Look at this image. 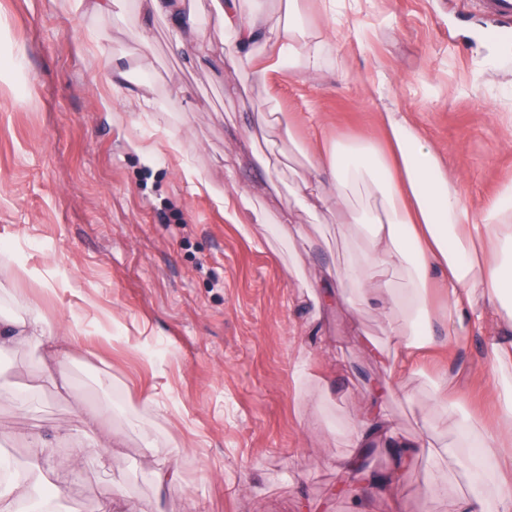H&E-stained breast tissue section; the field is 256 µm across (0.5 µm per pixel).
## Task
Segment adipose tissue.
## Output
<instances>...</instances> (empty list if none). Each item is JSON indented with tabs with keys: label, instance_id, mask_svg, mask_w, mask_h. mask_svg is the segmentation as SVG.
Listing matches in <instances>:
<instances>
[{
	"label": "adipose tissue",
	"instance_id": "obj_1",
	"mask_svg": "<svg viewBox=\"0 0 512 512\" xmlns=\"http://www.w3.org/2000/svg\"><path fill=\"white\" fill-rule=\"evenodd\" d=\"M265 2H209L227 38L222 76L228 91L238 90L248 78L265 82L272 70L318 78L324 55L335 52L356 30L349 12L341 8L331 27L315 28L305 22L300 0H278V14L273 19L266 13ZM134 4L147 15L134 39L133 51L139 57H148L154 49L150 17L168 18L178 28L198 26L196 15L186 10L185 0H67L69 11L77 17H119ZM379 125L386 141L382 148L370 137L311 147L296 139L293 126L280 113L262 112L258 127L264 139L275 146L287 143L289 153L301 156L304 163L288 183L282 180L279 157L267 156L260 163L271 183H285L289 210L300 211L317 223L331 213L339 216L345 237L355 245L334 277L321 283L318 295L328 303L348 296L358 311L374 309L387 315L400 310L406 326H390L376 351L387 357L388 375L404 377L410 372L413 352L435 344L424 298L432 272L443 275L449 335H464L478 325L512 327V184L480 209H472L433 148L405 116L381 113ZM185 175L223 204L229 223L249 217L266 243H288L291 269L302 274L296 244L307 239L304 225L272 223L263 206L249 194L229 192L191 167ZM384 273L402 279L399 293H381L377 278ZM480 298L488 301L489 310L477 307ZM13 334L56 358L65 356L77 341L72 331L60 329L38 313L16 321ZM490 356L498 370L492 394L501 401L494 430L479 429L455 413H447V424L458 431L463 442L461 449L452 451L447 443L429 444L420 435L404 440L383 410L373 406L353 421V447L365 448L375 437L386 436V445L395 449L400 469L424 454L432 458L454 455L458 467L472 476L476 485L471 494L459 498L454 512H512V340L492 337ZM107 446L102 439L81 443L71 458L54 467L40 465L35 475H17L0 490V512H11L13 500L27 497L37 481L61 494L54 475L75 469L85 458L101 455ZM487 482L494 485L490 507L479 490Z\"/></svg>",
	"mask_w": 512,
	"mask_h": 512
}]
</instances>
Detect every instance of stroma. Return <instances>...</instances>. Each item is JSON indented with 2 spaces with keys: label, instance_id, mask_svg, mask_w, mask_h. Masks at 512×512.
Instances as JSON below:
<instances>
[{
  "label": "stroma",
  "instance_id": "35a3bbf8",
  "mask_svg": "<svg viewBox=\"0 0 512 512\" xmlns=\"http://www.w3.org/2000/svg\"><path fill=\"white\" fill-rule=\"evenodd\" d=\"M199 19L215 46L202 59L176 52L168 19L152 18L155 51L143 60L131 53L136 17L110 22L115 64L159 106L138 112L98 65L95 18H74L66 0H0V330L33 304L82 337L62 361L66 398L43 382L42 351L0 346V455L24 468L40 454L37 435L64 459L63 434L94 409L112 429V463L67 473L56 512H451L471 488L453 458L418 457L387 491L357 497L356 472L337 464L353 453L351 421L376 381L395 384L384 406L406 438L428 425L456 445L447 408L493 428L490 330L449 336L448 299L429 289L437 344L411 377L390 380L361 341H383L387 318L318 304L308 287L341 264L339 235L301 252L297 278L286 245L248 240L183 170L236 184L281 219L285 195L248 139L266 97L302 142L378 136L383 105L415 124L480 207L512 184V35L494 36L468 0H359L363 40L344 46L346 70L331 57L319 79L282 71L228 94L222 32L211 13ZM365 69L384 75L382 102L352 81ZM173 82L185 96L170 95ZM171 130L183 153L169 150ZM299 349L310 358L303 388ZM174 450L179 480L157 491V462Z\"/></svg>",
  "mask_w": 512,
  "mask_h": 512
}]
</instances>
